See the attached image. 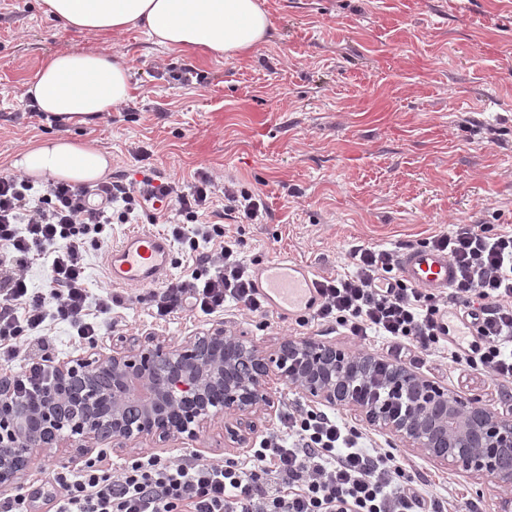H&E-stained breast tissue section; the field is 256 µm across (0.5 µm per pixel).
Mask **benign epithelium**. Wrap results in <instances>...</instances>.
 <instances>
[{
	"label": "benign epithelium",
	"instance_id": "obj_1",
	"mask_svg": "<svg viewBox=\"0 0 512 512\" xmlns=\"http://www.w3.org/2000/svg\"><path fill=\"white\" fill-rule=\"evenodd\" d=\"M377 364L313 339L288 340L271 353L220 328L178 347L159 341L107 353L94 346L48 362V385L35 394L0 383V492L19 488L31 462L56 452L66 434L92 444L192 441L223 415H271L274 377L312 405L346 409L430 460L512 487V413L490 411L403 365L376 374Z\"/></svg>",
	"mask_w": 512,
	"mask_h": 512
}]
</instances>
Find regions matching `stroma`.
I'll list each match as a JSON object with an SVG mask.
<instances>
[{
    "label": "stroma",
    "instance_id": "obj_1",
    "mask_svg": "<svg viewBox=\"0 0 512 512\" xmlns=\"http://www.w3.org/2000/svg\"><path fill=\"white\" fill-rule=\"evenodd\" d=\"M266 8L273 39L248 56L217 59L168 51L141 28L77 32L45 15L39 0H0V175L11 174L12 155L31 140L60 132L31 115L24 96L45 57L95 50L123 56L132 97L97 124L70 127L69 137L110 153L116 177H136L146 166L188 181L204 168L247 188L263 217L229 220L225 229L253 266L287 255L319 277L345 268L354 245L400 253L451 224H481L492 234L512 227V0H266ZM185 69L198 81H175ZM137 147L148 150L146 162L132 157ZM86 263L94 293L126 299L97 342L105 351L156 340L177 346L221 327L267 351L310 337L388 357L380 338L363 341L332 324L300 327L274 313L263 321L230 307L219 317L187 311L159 321L147 305L149 289L112 285L105 252L89 249ZM422 372L504 409L489 375L449 372L447 354ZM278 399L279 413L244 418L245 442H231L219 419L186 444L108 447L105 462L141 452L248 459L258 436L279 428L282 411L307 405L285 389ZM395 451L431 480L450 512L465 502L497 512L512 496L491 476L463 475L414 448Z\"/></svg>",
    "mask_w": 512,
    "mask_h": 512
}]
</instances>
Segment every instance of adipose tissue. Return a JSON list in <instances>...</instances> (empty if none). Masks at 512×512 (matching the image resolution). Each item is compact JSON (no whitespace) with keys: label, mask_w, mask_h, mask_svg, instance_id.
Masks as SVG:
<instances>
[{"label":"adipose tissue","mask_w":512,"mask_h":512,"mask_svg":"<svg viewBox=\"0 0 512 512\" xmlns=\"http://www.w3.org/2000/svg\"><path fill=\"white\" fill-rule=\"evenodd\" d=\"M40 7L79 32L120 34L139 26L167 50L217 58L244 56L272 36L265 0H41ZM131 92L121 55L67 50L46 57L25 96L60 123L89 126L129 100ZM10 165L33 178L80 185L106 178L112 158L61 135L29 143Z\"/></svg>","instance_id":"ef3b65f1"}]
</instances>
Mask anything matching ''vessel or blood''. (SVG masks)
I'll return each instance as SVG.
<instances>
[{"mask_svg": "<svg viewBox=\"0 0 512 512\" xmlns=\"http://www.w3.org/2000/svg\"><path fill=\"white\" fill-rule=\"evenodd\" d=\"M172 267V248L161 234L132 232L113 247L106 259L107 275L112 284L149 287L160 284ZM398 276L406 284L430 295L446 293L456 273L445 251L417 246L406 250L398 261ZM255 286L279 315L300 318L312 312L318 303L313 271L295 259L282 256L260 266ZM437 327L446 339L474 335V320L453 313L438 318Z\"/></svg>", "mask_w": 512, "mask_h": 512, "instance_id": "b4317fda", "label": "vessel or blood"}]
</instances>
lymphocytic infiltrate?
Instances as JSON below:
<instances>
[{
	"instance_id": "obj_1",
	"label": "lymphocytic infiltrate",
	"mask_w": 512,
	"mask_h": 512,
	"mask_svg": "<svg viewBox=\"0 0 512 512\" xmlns=\"http://www.w3.org/2000/svg\"><path fill=\"white\" fill-rule=\"evenodd\" d=\"M218 197L240 220L259 216L252 192L203 171L186 182L147 174L92 189L61 182L38 188L1 175L0 355L14 360L18 339L38 347L55 322L87 343L101 336L104 315L123 300L90 293L86 247L106 246L105 225L142 217L172 224L173 238L195 256L189 276L152 294L155 319L188 308L216 315L231 303L266 314L239 241L212 220ZM431 244L447 251L456 267L457 281L445 297L397 280L392 250L356 246L349 270L318 279L314 320L362 339L382 337L397 361L408 357L421 366L447 349L452 368L485 372L512 394V230L491 235L479 224H456ZM37 261L47 277L34 288L22 271ZM451 305L477 322L478 346L444 345L434 319ZM362 439L335 416L292 411L278 431L257 440L247 461L140 457L114 471L90 458L78 469L55 467L51 498L54 512H443L439 499L419 493L402 461L390 452H369Z\"/></svg>"
}]
</instances>
